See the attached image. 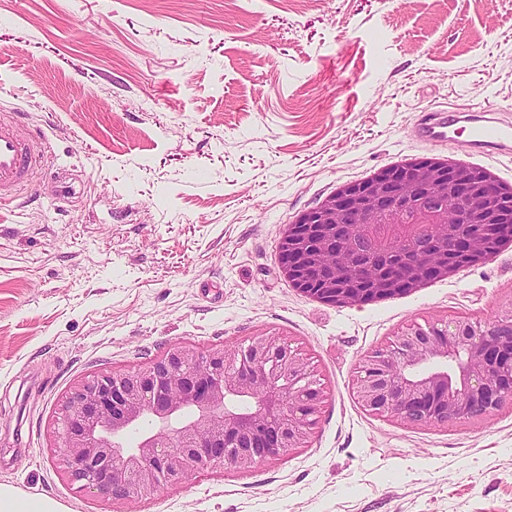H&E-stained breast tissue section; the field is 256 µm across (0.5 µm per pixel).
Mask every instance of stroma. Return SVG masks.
I'll list each match as a JSON object with an SVG mask.
<instances>
[{
	"label": "stroma",
	"instance_id": "stroma-1",
	"mask_svg": "<svg viewBox=\"0 0 512 512\" xmlns=\"http://www.w3.org/2000/svg\"><path fill=\"white\" fill-rule=\"evenodd\" d=\"M437 109L512 117V0H0V116L49 156L0 205V486L110 512L52 469L70 385L275 335L324 390L309 447L123 512H512L511 408L413 427L353 385L408 325L498 319L512 241L353 306L280 268L286 224L380 170L437 158L512 187V159L413 139Z\"/></svg>",
	"mask_w": 512,
	"mask_h": 512
}]
</instances>
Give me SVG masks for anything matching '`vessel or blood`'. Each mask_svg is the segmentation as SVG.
<instances>
[{
    "label": "vessel or blood",
    "mask_w": 512,
    "mask_h": 512,
    "mask_svg": "<svg viewBox=\"0 0 512 512\" xmlns=\"http://www.w3.org/2000/svg\"><path fill=\"white\" fill-rule=\"evenodd\" d=\"M469 134L471 152L512 153V120L491 112L436 111L413 131L414 136L431 145L454 144L459 130ZM47 159L46 143L39 136L21 135L14 122L0 118V205L13 200L25 186L29 171Z\"/></svg>",
    "instance_id": "obj_1"
}]
</instances>
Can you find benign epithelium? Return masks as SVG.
Returning <instances> with one entry per match:
<instances>
[{"instance_id":"7a95c632","label":"benign epithelium","mask_w":512,"mask_h":512,"mask_svg":"<svg viewBox=\"0 0 512 512\" xmlns=\"http://www.w3.org/2000/svg\"><path fill=\"white\" fill-rule=\"evenodd\" d=\"M431 196L428 236L357 239L375 209ZM512 239V191L487 171L438 159L346 185L286 225L280 267L300 290L341 306L406 294L478 263ZM370 413L414 425L478 420L512 405V302L490 326L468 319L410 325L365 355L354 380ZM323 391L310 363L276 336L201 348L177 344L138 368L89 374L61 405L55 472L113 502L147 500L194 470L248 471L309 446Z\"/></svg>"}]
</instances>
